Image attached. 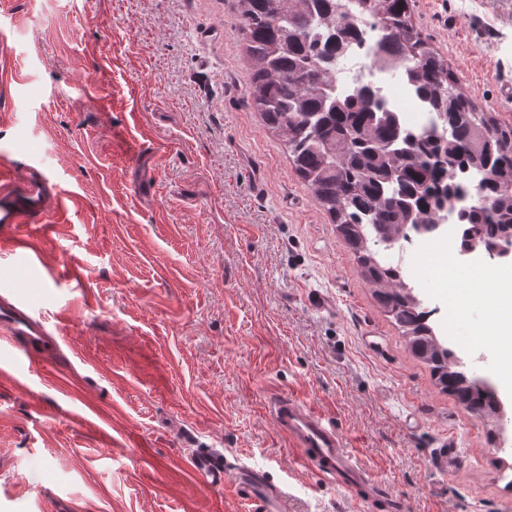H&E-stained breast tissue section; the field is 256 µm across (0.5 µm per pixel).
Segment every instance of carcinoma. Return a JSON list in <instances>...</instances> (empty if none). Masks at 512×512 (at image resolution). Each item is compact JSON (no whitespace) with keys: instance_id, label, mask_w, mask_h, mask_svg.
<instances>
[{"instance_id":"carcinoma-1","label":"carcinoma","mask_w":512,"mask_h":512,"mask_svg":"<svg viewBox=\"0 0 512 512\" xmlns=\"http://www.w3.org/2000/svg\"><path fill=\"white\" fill-rule=\"evenodd\" d=\"M251 62V101L280 136L296 172L356 256L360 274L409 338L442 390L482 418L499 411L496 395L468 376L438 339L423 301L401 271L371 249L425 235L444 214L464 226L461 248L491 251L512 235V126L479 110L412 23L410 0H236ZM380 26L382 52L398 56L432 117L420 134L401 127L368 86L332 93L336 61L353 21ZM448 137L435 134V123ZM473 179L454 182L457 169Z\"/></svg>"}]
</instances>
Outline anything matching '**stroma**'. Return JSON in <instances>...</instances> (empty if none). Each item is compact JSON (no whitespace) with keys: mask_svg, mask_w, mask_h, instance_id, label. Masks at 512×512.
Returning <instances> with one entry per match:
<instances>
[{"mask_svg":"<svg viewBox=\"0 0 512 512\" xmlns=\"http://www.w3.org/2000/svg\"><path fill=\"white\" fill-rule=\"evenodd\" d=\"M410 6L512 125V0ZM241 26L235 0H0V157L79 199L39 240L46 265L0 252V294L22 287L56 339L31 361L0 340L16 375L0 379V512H262L202 487L198 455L265 471L286 512H367L300 466L268 412L282 397L413 512H512V392L487 420L436 386L251 106ZM436 252L410 256L414 291L451 312L437 335L469 371L501 383L512 363L469 296L485 273L441 284L422 273Z\"/></svg>","mask_w":512,"mask_h":512,"instance_id":"obj_1","label":"stroma"}]
</instances>
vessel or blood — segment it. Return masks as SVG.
I'll list each match as a JSON object with an SVG mask.
<instances>
[{
	"instance_id": "vessel-or-blood-1",
	"label": "vessel or blood",
	"mask_w": 512,
	"mask_h": 512,
	"mask_svg": "<svg viewBox=\"0 0 512 512\" xmlns=\"http://www.w3.org/2000/svg\"><path fill=\"white\" fill-rule=\"evenodd\" d=\"M67 211L66 202L52 192L44 180H19L14 163L6 159L0 161L1 251L41 260L35 238L61 233ZM0 333L10 339L26 337L30 347L35 349L43 346L46 331L19 293L0 313ZM270 414L289 444L299 449L303 468L317 467L324 477L354 489L361 499L387 498L393 512H411L405 500L390 497L386 488L372 478L368 467L347 448L337 429L313 406L299 399L281 398L273 403ZM191 468L205 487H223L230 477L236 493L261 501L265 512H285L279 490L268 483L264 473L244 466L232 472L222 460L204 456L193 458Z\"/></svg>"
}]
</instances>
